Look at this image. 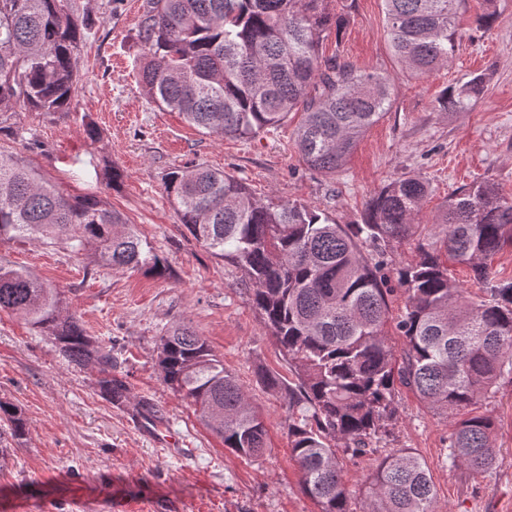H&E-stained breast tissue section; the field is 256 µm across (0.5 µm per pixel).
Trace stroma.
I'll use <instances>...</instances> for the list:
<instances>
[{
	"label": "stroma",
	"instance_id": "1",
	"mask_svg": "<svg viewBox=\"0 0 512 512\" xmlns=\"http://www.w3.org/2000/svg\"><path fill=\"white\" fill-rule=\"evenodd\" d=\"M88 29L78 55L80 81L68 113L15 106L0 114V151L30 162L70 195L103 198L134 224L168 265L165 276L115 270L64 245L16 238L0 243V265L22 267L61 290L66 312L87 336L110 346L130 388L117 405L98 387L93 366L64 359L49 337L18 315L0 312V401L21 410L22 438L0 430V512H88L123 503L128 512H318L300 484L280 393L258 377L287 374L279 346L256 310L243 274L199 246L164 188L174 167L206 165L243 179L254 196L296 201L339 224H357L368 200L390 180L423 176L431 191L413 236L387 255L391 318L406 296L400 269L417 257L419 239L438 234L448 197L477 181L512 198V0H465V33L448 64L429 76H404L392 55L382 0H338L348 14L341 49L357 66L389 75L388 112L360 139L333 175L308 168L295 146L297 119L254 139L209 136L145 95L138 38L146 0H73ZM495 21L483 27L479 15ZM481 75L484 93L468 111H442L447 88ZM92 120L97 140L84 125ZM119 171L111 183L108 174ZM185 323L235 374L263 416L268 447L249 460L225 449L191 400L166 385L157 365L160 336ZM151 400L155 419L132 403ZM397 419L387 448L410 449L428 469L437 512H512V376L494 397L468 407L494 418L495 461L474 473L449 467L454 421L409 388L396 386Z\"/></svg>",
	"mask_w": 512,
	"mask_h": 512
}]
</instances>
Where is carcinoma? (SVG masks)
<instances>
[{
  "mask_svg": "<svg viewBox=\"0 0 512 512\" xmlns=\"http://www.w3.org/2000/svg\"><path fill=\"white\" fill-rule=\"evenodd\" d=\"M332 2L148 0L139 26L144 92L200 132L221 137L254 139L300 111L302 161L334 174L389 110L393 83L323 53V41L346 23ZM464 2L383 0L392 53L404 72L420 77L448 61L463 38L455 19ZM84 30L68 0H0V110L19 102L36 112L69 111ZM484 83L475 76L447 91L439 109L468 111ZM165 190L194 239L242 270L279 344L292 378L269 371L261 378L286 402L301 488L319 512H356L336 442L352 457L378 452L396 420L395 384L454 415L512 374V281L498 279L488 263L512 247V199L495 184L476 182L452 194L439 219L442 235L419 243L418 260L399 273L407 293L396 325L406 341L399 359L385 331L391 289L384 257L413 234L429 191L423 177L384 185L359 224H337L301 203H263L242 179L208 167L168 172ZM20 237L60 243L77 256L91 248L97 263L114 269L159 276L167 270L121 212L93 194L64 195L34 166L0 151V242ZM449 259L470 266L482 295L470 296L448 276ZM0 312L22 316L69 362L95 364L100 391L127 402L126 381L112 374V348L63 313L58 289L24 268L0 265ZM158 366L225 448L247 459L263 453L264 419L191 326L160 337ZM0 420L24 434L21 412L1 401ZM493 427L489 414L457 420L448 466L488 469ZM359 496L362 512H436L431 476L406 449L381 457Z\"/></svg>",
  "mask_w": 512,
  "mask_h": 512,
  "instance_id": "cac0c4a2",
  "label": "carcinoma"
}]
</instances>
